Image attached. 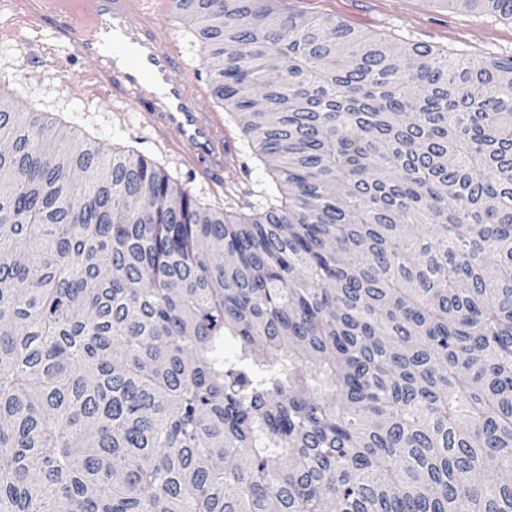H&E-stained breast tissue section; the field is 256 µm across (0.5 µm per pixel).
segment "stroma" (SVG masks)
<instances>
[{"instance_id": "1", "label": "stroma", "mask_w": 512, "mask_h": 512, "mask_svg": "<svg viewBox=\"0 0 512 512\" xmlns=\"http://www.w3.org/2000/svg\"><path fill=\"white\" fill-rule=\"evenodd\" d=\"M280 8L286 13L333 17L371 35L451 52L464 50L478 57L512 59V20L452 7L446 0H281ZM166 24L182 49L185 66L197 73L192 88L208 96L214 111H221V104L211 96L194 22L183 15L169 17ZM87 69V62L67 60L42 36L29 35L24 43L0 42V79L8 83L17 109L51 114L59 119L61 131L85 134L107 151L133 147L173 178L186 181L187 169L169 155L161 141L132 115L112 109L104 96L93 95L84 85L82 75ZM225 129L236 139L238 161L223 184L195 182L197 197L232 213L268 209L278 195L269 163L259 160L251 144L241 138L234 119H227Z\"/></svg>"}]
</instances>
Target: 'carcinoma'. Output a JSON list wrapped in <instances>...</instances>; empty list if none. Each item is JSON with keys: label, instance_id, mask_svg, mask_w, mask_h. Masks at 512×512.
<instances>
[{"label": "carcinoma", "instance_id": "1", "mask_svg": "<svg viewBox=\"0 0 512 512\" xmlns=\"http://www.w3.org/2000/svg\"><path fill=\"white\" fill-rule=\"evenodd\" d=\"M176 3L282 198L0 96V512H512V62Z\"/></svg>", "mask_w": 512, "mask_h": 512}]
</instances>
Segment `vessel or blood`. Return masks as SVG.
I'll return each instance as SVG.
<instances>
[{"instance_id": "1", "label": "vessel or blood", "mask_w": 512, "mask_h": 512, "mask_svg": "<svg viewBox=\"0 0 512 512\" xmlns=\"http://www.w3.org/2000/svg\"><path fill=\"white\" fill-rule=\"evenodd\" d=\"M20 24L44 28L68 58L92 62L94 87L116 104L135 107L141 124L180 163L211 182L236 163L220 113L187 90L181 50L160 21L171 0H0Z\"/></svg>"}]
</instances>
